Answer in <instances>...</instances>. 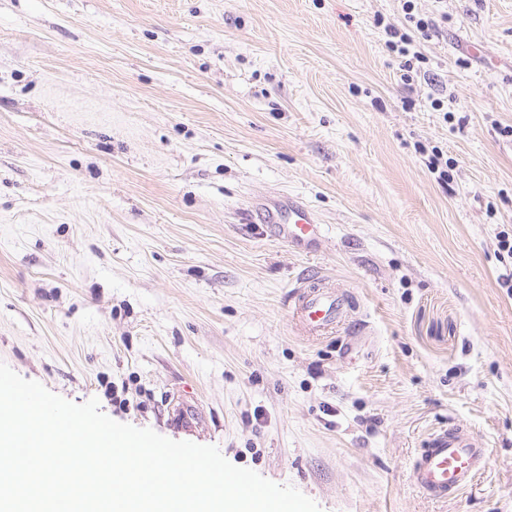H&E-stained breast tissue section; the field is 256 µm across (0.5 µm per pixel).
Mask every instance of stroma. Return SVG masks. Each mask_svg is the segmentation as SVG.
Returning <instances> with one entry per match:
<instances>
[{
    "label": "stroma",
    "instance_id": "stroma-1",
    "mask_svg": "<svg viewBox=\"0 0 512 512\" xmlns=\"http://www.w3.org/2000/svg\"><path fill=\"white\" fill-rule=\"evenodd\" d=\"M415 5L407 85L400 0H0V361L322 512H512V0ZM288 197L312 248L255 221ZM317 276L349 307L312 343ZM455 424L490 462L432 501ZM413 0H404L402 9L405 13V20L407 26L403 25L402 28L395 26L391 23L384 25V18L377 17L376 24L378 26L384 25V32L388 39L385 44L389 51L400 58V71H403L402 80L410 84L414 80V76H418L423 71V74L428 72L426 70L429 59L422 55L419 51H414V42L417 35L421 38L428 37V32L433 26L431 20L420 17L414 13L415 5ZM345 295L333 283L316 279L304 282L290 298L291 317L297 329L311 339L336 333L341 326ZM487 448L473 447L470 431L458 425L433 435L412 463L415 484L432 500L461 494L486 468Z\"/></svg>",
    "mask_w": 512,
    "mask_h": 512
}]
</instances>
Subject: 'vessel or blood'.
Listing matches in <instances>:
<instances>
[{"label":"vessel or blood","instance_id":"b4317fda","mask_svg":"<svg viewBox=\"0 0 512 512\" xmlns=\"http://www.w3.org/2000/svg\"><path fill=\"white\" fill-rule=\"evenodd\" d=\"M275 229L288 244L301 245L320 236L321 228L303 205L281 209ZM347 305L345 295L323 279L304 282L294 292L289 307L297 329L311 339L336 332ZM488 451L474 447L467 427L458 425L431 436L412 463L415 484L430 498L445 500L461 494L481 475Z\"/></svg>","mask_w":512,"mask_h":512}]
</instances>
